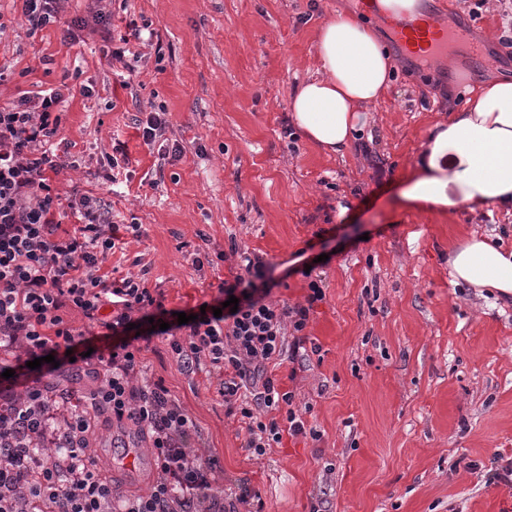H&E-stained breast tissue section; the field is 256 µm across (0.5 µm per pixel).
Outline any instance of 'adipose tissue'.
I'll use <instances>...</instances> for the list:
<instances>
[{"instance_id": "adipose-tissue-1", "label": "adipose tissue", "mask_w": 512, "mask_h": 512, "mask_svg": "<svg viewBox=\"0 0 512 512\" xmlns=\"http://www.w3.org/2000/svg\"><path fill=\"white\" fill-rule=\"evenodd\" d=\"M316 47L318 75L295 90L290 110L308 142L341 155L364 132L367 108L390 89L394 61L371 27L344 14L320 28ZM400 197L439 214L461 205L512 209V81L481 87L431 127ZM448 268L453 284L512 296V252L477 232L450 244Z\"/></svg>"}]
</instances>
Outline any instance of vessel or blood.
<instances>
[{
  "label": "vessel or blood",
  "instance_id": "vessel-or-blood-1",
  "mask_svg": "<svg viewBox=\"0 0 512 512\" xmlns=\"http://www.w3.org/2000/svg\"><path fill=\"white\" fill-rule=\"evenodd\" d=\"M399 46L405 54H424L433 59L446 55L451 44L466 39V31L446 24L441 14L425 11L416 17H401L394 23Z\"/></svg>",
  "mask_w": 512,
  "mask_h": 512
}]
</instances>
